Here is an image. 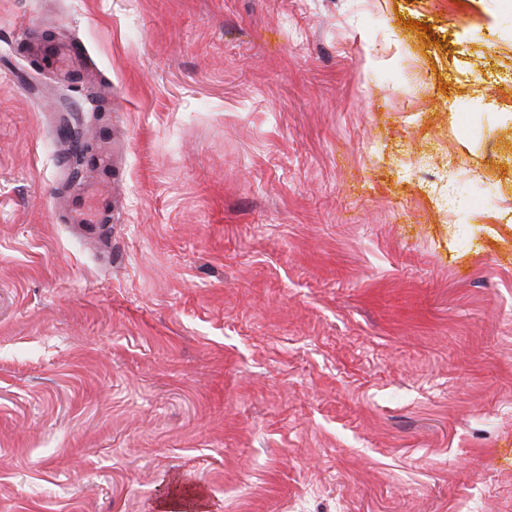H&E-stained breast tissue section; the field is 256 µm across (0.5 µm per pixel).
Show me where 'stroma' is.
I'll return each mask as SVG.
<instances>
[{"label": "stroma", "mask_w": 512, "mask_h": 512, "mask_svg": "<svg viewBox=\"0 0 512 512\" xmlns=\"http://www.w3.org/2000/svg\"><path fill=\"white\" fill-rule=\"evenodd\" d=\"M495 202L512 0H0V512H512ZM93 191L87 190L83 194L81 207L74 214L60 215L58 220L65 224H73L72 228L82 238L100 236L104 233L100 224L112 219L108 205L92 197Z\"/></svg>", "instance_id": "1"}]
</instances>
